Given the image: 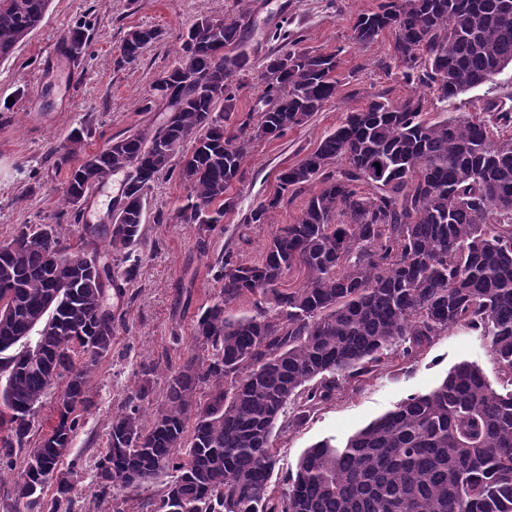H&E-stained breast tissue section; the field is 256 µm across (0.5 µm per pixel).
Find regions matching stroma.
<instances>
[{
	"instance_id": "stroma-1",
	"label": "stroma",
	"mask_w": 512,
	"mask_h": 512,
	"mask_svg": "<svg viewBox=\"0 0 512 512\" xmlns=\"http://www.w3.org/2000/svg\"><path fill=\"white\" fill-rule=\"evenodd\" d=\"M377 3L251 0L248 42L256 50L255 67H262L265 55L278 47L271 37L275 28L286 26L289 38L302 39L310 51L340 52L336 95L304 126L256 145L244 164L243 181L232 189L234 207L224 217V229L212 233L206 249L197 246V225L173 219L186 201L184 185L167 174L157 178L146 210L137 279L127 286L126 297L112 303L123 322L112 339L111 356L93 373L94 404L84 412V426L73 445L74 456L83 463L78 475L83 496L91 494L93 459L105 445L112 413L138 389L142 366L180 362L185 348L172 345L170 336L175 331L191 336L199 308L216 291L210 267L217 256L240 248L246 257H257L274 226L296 222L305 202L301 196L276 210L268 223L252 225L250 246L239 244L238 224L274 192L282 168L299 162L346 113L362 109L377 93L393 100L425 96V109L432 116L481 113L486 88L446 104L424 88L404 83L391 58V35L367 46L354 43L357 15L374 10ZM236 7V0H51L38 27L0 62V241L12 238L24 224H57L75 245L83 225L104 223L121 194L124 174L92 191L80 215H73L61 200L67 170L56 166L51 148L80 129L83 150L91 153L128 130L159 122L161 113L144 111L143 105L155 81L174 62L181 32L200 16L220 18ZM77 27L87 38L85 54H54L52 45ZM136 27L161 29L163 37L137 62L122 63L115 48ZM462 362L480 366L488 380L497 377L486 340L458 325L434 337L416 356L394 359L374 377L344 387L303 425H281L273 483H281L306 449L329 438L345 442L403 400L433 390Z\"/></svg>"
}]
</instances>
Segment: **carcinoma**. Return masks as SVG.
Here are the masks:
<instances>
[{
    "label": "carcinoma",
    "instance_id": "1",
    "mask_svg": "<svg viewBox=\"0 0 512 512\" xmlns=\"http://www.w3.org/2000/svg\"><path fill=\"white\" fill-rule=\"evenodd\" d=\"M235 14L201 16L181 35L177 60L156 81L145 112L155 128L111 139L78 161L82 132L52 151L69 167L72 210L113 174H127L112 225L86 224L73 246L57 224H25L0 243V474L13 490L0 512H76L73 440L92 403L91 373L112 351L131 256L162 173L189 189L174 218L196 224L207 247L224 231L229 191L254 144L306 122L336 94L339 48L317 54L282 45L264 58L263 108L239 123L229 113L253 70L245 39L248 0ZM48 0H0V60L42 21ZM393 35L403 80L440 102L493 82L512 67V0H379L353 24L366 46ZM154 28L123 38L124 62L162 39ZM512 94L486 98L481 116L440 112L425 99L377 94L279 171L277 188L241 225L266 224L320 182L297 222L276 227L256 261L217 258L218 291L200 309L191 344L167 367L164 403L144 420L153 368L112 415L96 455L94 492L145 489L148 512H512ZM191 150H184L187 140ZM306 272L300 288L282 281ZM252 300L238 312L237 303ZM463 324L488 340L491 383L473 363L453 368L342 444L306 449L284 487L272 483L279 421L302 425L336 392L395 356L418 354ZM54 423L36 425L59 384ZM55 483L51 497L44 489Z\"/></svg>",
    "mask_w": 512,
    "mask_h": 512
}]
</instances>
